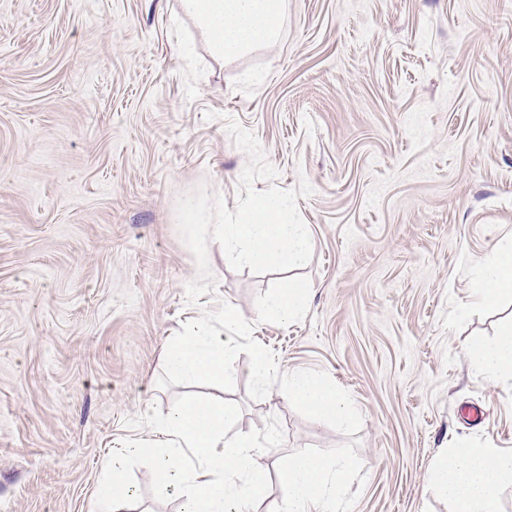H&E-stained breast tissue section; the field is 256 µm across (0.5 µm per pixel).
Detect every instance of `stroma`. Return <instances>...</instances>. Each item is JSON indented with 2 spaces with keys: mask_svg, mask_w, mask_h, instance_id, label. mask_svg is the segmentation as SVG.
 <instances>
[{
  "mask_svg": "<svg viewBox=\"0 0 512 512\" xmlns=\"http://www.w3.org/2000/svg\"><path fill=\"white\" fill-rule=\"evenodd\" d=\"M229 117L272 185L313 189L297 200L303 322L256 324L277 273L232 270L215 244V295L185 301L197 267L175 207L204 183L235 210L247 157ZM509 239L512 0H286L280 41L231 61L179 0H0V512H94L106 459L152 438L147 410L206 393L170 380L162 352L218 298L280 371L327 372L363 415L346 436L279 390L250 400L236 359L225 398L263 463L352 464L310 512H452L429 485L447 449L512 451V376L465 358L512 322L470 292ZM471 402L482 426L459 417ZM130 480L150 512H176L144 467Z\"/></svg>",
  "mask_w": 512,
  "mask_h": 512,
  "instance_id": "1",
  "label": "stroma"
}]
</instances>
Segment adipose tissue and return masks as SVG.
I'll list each match as a JSON object with an SVG mask.
<instances>
[{
  "mask_svg": "<svg viewBox=\"0 0 512 512\" xmlns=\"http://www.w3.org/2000/svg\"><path fill=\"white\" fill-rule=\"evenodd\" d=\"M182 9L200 30L210 54L220 60L245 56L276 44L282 35L284 0H181ZM471 291L491 307L512 297V242L499 246ZM231 342L198 320L164 350L169 375L186 383L204 382L213 389L156 415L157 433L166 446L125 449L104 463L98 492L99 512H145L127 479L132 465L146 463L153 480L175 488L180 512H256L267 492L269 469L281 472L288 487V512H308L330 501L348 476L350 463L308 454H293L265 467L252 435L231 431L236 410L221 390L231 372ZM471 365L487 374H512V326L491 343L467 346ZM512 482V453L489 446L448 449L435 465L431 487L452 502L454 512H500L501 490Z\"/></svg>",
  "mask_w": 512,
  "mask_h": 512,
  "instance_id": "ef3b65f1",
  "label": "adipose tissue"
}]
</instances>
